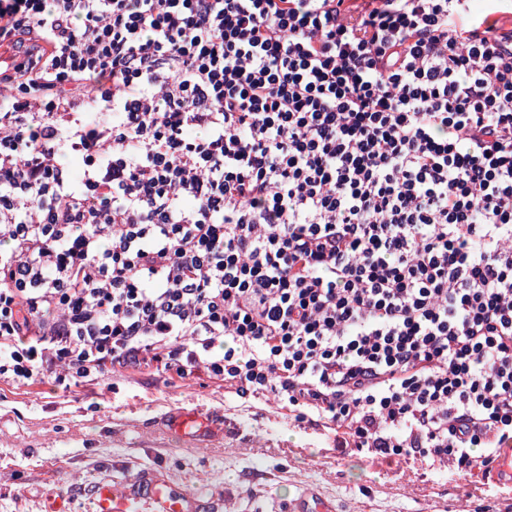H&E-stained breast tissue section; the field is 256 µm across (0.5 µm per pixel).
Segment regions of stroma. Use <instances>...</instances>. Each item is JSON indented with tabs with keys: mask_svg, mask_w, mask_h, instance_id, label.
I'll return each instance as SVG.
<instances>
[{
	"mask_svg": "<svg viewBox=\"0 0 512 512\" xmlns=\"http://www.w3.org/2000/svg\"><path fill=\"white\" fill-rule=\"evenodd\" d=\"M156 472L232 512H286L319 491L336 512H512V490L450 466L376 463L333 429L298 423L265 397L200 373L130 367L62 389L0 382V512H41L48 495L88 512L92 486Z\"/></svg>",
	"mask_w": 512,
	"mask_h": 512,
	"instance_id": "stroma-1",
	"label": "stroma"
}]
</instances>
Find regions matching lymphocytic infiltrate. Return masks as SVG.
Masks as SVG:
<instances>
[{"label":"lymphocytic infiltrate","instance_id":"lymphocytic-infiltrate-1","mask_svg":"<svg viewBox=\"0 0 512 512\" xmlns=\"http://www.w3.org/2000/svg\"><path fill=\"white\" fill-rule=\"evenodd\" d=\"M471 0H0V381L204 372L358 452L512 442V34ZM95 83L87 94V83Z\"/></svg>","mask_w":512,"mask_h":512}]
</instances>
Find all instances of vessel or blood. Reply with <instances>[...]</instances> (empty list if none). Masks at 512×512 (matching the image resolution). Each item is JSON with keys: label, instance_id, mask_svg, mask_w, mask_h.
Wrapping results in <instances>:
<instances>
[{"label": "vessel or blood", "instance_id": "obj_1", "mask_svg": "<svg viewBox=\"0 0 512 512\" xmlns=\"http://www.w3.org/2000/svg\"><path fill=\"white\" fill-rule=\"evenodd\" d=\"M484 479L512 487V444L498 449ZM91 504V512H207L197 497L149 472L125 484L99 483ZM288 512H335V508L316 492L308 491L289 501Z\"/></svg>", "mask_w": 512, "mask_h": 512}]
</instances>
